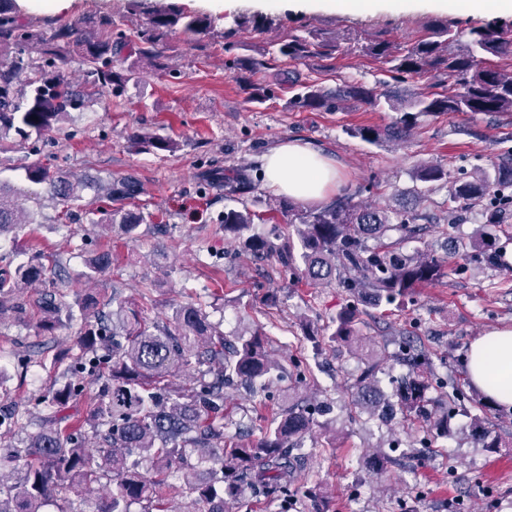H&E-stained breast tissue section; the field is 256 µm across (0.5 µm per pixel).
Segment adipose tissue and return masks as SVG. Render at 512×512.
<instances>
[{
	"label": "adipose tissue",
	"instance_id": "ef3b65f1",
	"mask_svg": "<svg viewBox=\"0 0 512 512\" xmlns=\"http://www.w3.org/2000/svg\"><path fill=\"white\" fill-rule=\"evenodd\" d=\"M266 186L274 193L303 202L325 201L335 186L334 160L299 140L271 148L265 156ZM470 384L488 399L512 409V328H496L470 346L467 362Z\"/></svg>",
	"mask_w": 512,
	"mask_h": 512
}]
</instances>
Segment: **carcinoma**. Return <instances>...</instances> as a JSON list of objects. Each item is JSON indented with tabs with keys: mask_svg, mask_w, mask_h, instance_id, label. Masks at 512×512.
I'll use <instances>...</instances> for the list:
<instances>
[{
	"mask_svg": "<svg viewBox=\"0 0 512 512\" xmlns=\"http://www.w3.org/2000/svg\"><path fill=\"white\" fill-rule=\"evenodd\" d=\"M148 0H128L130 9L146 15V22L123 29L110 16L80 22L49 20L44 30L20 18L16 0H0V138L10 131L20 136L42 133L69 116L86 98L103 100L112 86L132 78L141 62L157 54L174 29L195 33L210 26L205 16L188 15L176 6H149ZM498 30L473 27L469 39L451 23H441L407 45L384 40L356 44V50L390 65L392 79L437 71L453 80L450 94L420 92L405 100L381 94L363 83H346L330 91L316 82H303L300 73L287 72L288 86L296 90L289 104L307 110L331 109L344 101L385 100L389 108L405 113L400 124L383 130H357L363 141L377 144L405 139L420 115L440 112H512V70L491 66L487 57L512 55V40ZM349 37L320 40L313 33L290 35L277 42L275 55L293 65L314 55L331 58ZM224 66L246 83L249 99L261 103L270 89L248 82L249 76L269 68L268 52L241 53L233 32L224 34ZM38 57H33V54ZM128 62L124 69L114 62ZM78 63L80 86H75L72 64ZM138 148L173 151L177 143L148 133L133 136ZM413 177L430 186H450L456 203L448 212L446 234L472 210H479V229L468 237L451 236L444 252L429 245L408 253L403 243L423 240L425 227L416 223L411 207L381 209L347 197L313 209L288 205L294 221L288 237L273 227L268 236L248 230V210L227 209L224 235L238 243L252 260L274 258L298 279L315 286L341 290L342 303L327 325L302 320L304 336L320 352L329 343L356 350L372 346V338L357 335L362 307L400 306L416 298L418 289L449 274L467 276L482 268L512 270L505 261L499 237L490 228L504 223L512 206V158L493 172L477 170L469 177L449 179L439 163H422ZM32 185H47L50 196L66 205L84 201L87 184L40 166L25 168ZM11 190L0 184V240L26 224L31 214L7 199ZM90 223L130 242L141 236L144 215L134 209L98 210L86 203ZM102 218L95 220L93 215ZM112 264L104 251L85 261L84 279L96 280ZM99 300L77 297L68 302L48 276L37 256L14 270L0 268V325L21 323L53 336L76 318L84 321L78 352L55 376L54 384L36 397L35 406L0 403V428L18 431L13 441L0 443V512H224V503L236 502L246 492L256 497L285 498L289 486L308 484V462L300 448L320 419L332 410L328 400L314 407L288 406L251 445L229 435L238 408L228 404V391L240 386L258 396L265 392L278 362L269 354L266 335L257 327L230 340L220 325L211 322L198 301L178 303L171 317L150 322L138 306L120 300L109 314L100 313ZM371 361L350 387V403L361 413L383 421L400 415L405 421L424 423L429 436H448L452 412L465 399L462 385L418 373L427 366L422 351L403 340L408 376L391 393L376 378L381 356ZM89 378L96 392L85 401L79 433L62 427L68 410L82 390L76 381ZM448 388L446 404L430 407L433 388ZM475 443L496 448L498 437L478 419ZM20 474L8 479L4 471ZM180 474L176 493L169 479ZM102 482L104 496L91 499L83 488Z\"/></svg>",
	"mask_w": 512,
	"mask_h": 512,
	"instance_id": "1",
	"label": "carcinoma"
}]
</instances>
